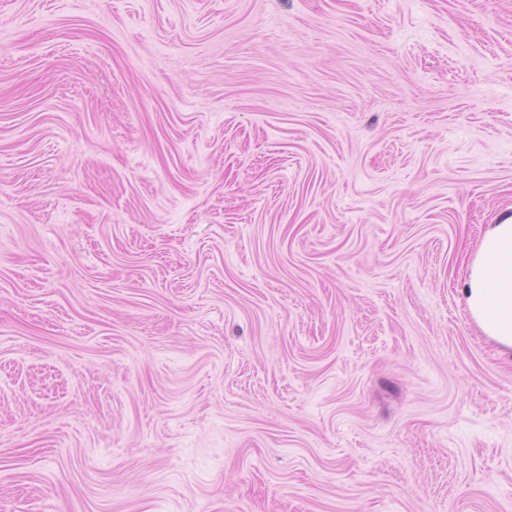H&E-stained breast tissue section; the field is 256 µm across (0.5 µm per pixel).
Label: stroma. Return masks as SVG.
<instances>
[{
  "mask_svg": "<svg viewBox=\"0 0 512 512\" xmlns=\"http://www.w3.org/2000/svg\"><path fill=\"white\" fill-rule=\"evenodd\" d=\"M512 0H0V512H512ZM461 292L486 336L512 349V215L488 224Z\"/></svg>",
  "mask_w": 512,
  "mask_h": 512,
  "instance_id": "stroma-1",
  "label": "stroma"
}]
</instances>
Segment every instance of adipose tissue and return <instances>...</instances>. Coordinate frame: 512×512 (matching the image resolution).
Instances as JSON below:
<instances>
[{
    "mask_svg": "<svg viewBox=\"0 0 512 512\" xmlns=\"http://www.w3.org/2000/svg\"><path fill=\"white\" fill-rule=\"evenodd\" d=\"M462 295L486 336L512 349V215L488 225L469 263Z\"/></svg>",
    "mask_w": 512,
    "mask_h": 512,
    "instance_id": "adipose-tissue-1",
    "label": "adipose tissue"
}]
</instances>
